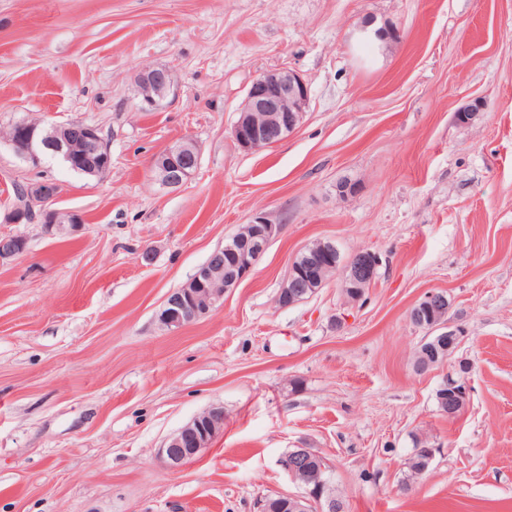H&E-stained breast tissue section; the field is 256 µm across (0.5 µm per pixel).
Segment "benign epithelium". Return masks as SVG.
Listing matches in <instances>:
<instances>
[{
	"label": "benign epithelium",
	"instance_id": "1",
	"mask_svg": "<svg viewBox=\"0 0 512 512\" xmlns=\"http://www.w3.org/2000/svg\"><path fill=\"white\" fill-rule=\"evenodd\" d=\"M138 108L152 112L163 103L172 102L178 95L173 72L166 66H146L136 77ZM310 87L300 74L289 69H272L263 72L250 84L245 99L238 109L232 127V136L238 147L251 152L279 143L288 138L302 124L310 103ZM71 123L53 126V132L42 136L36 127L25 119L13 126V133L4 143L28 166L41 165L42 157L51 150L72 161L73 148L68 132ZM85 153L97 154L105 159L111 156L106 139L94 126L83 128ZM200 161V150L192 139L175 145L157 160L156 180L171 190L182 187L196 172ZM26 209L13 208L4 215L7 224H19L28 217L48 224L59 231H71L83 224V219L74 213L60 211L47 206L59 194V185L52 183L37 192L30 186L26 190ZM281 225L271 224L262 215H255L243 225L225 245L231 259L229 274H224L220 252L210 254L207 261L180 287L172 290L165 299L158 316L160 326L167 331H176L197 321L224 304V294L247 277L279 236ZM25 251L22 239L11 233L0 234V265L9 264ZM304 264L291 262L288 276L282 284L276 304L292 306L304 300L310 279L329 271L340 280L342 294L347 302L357 303L376 278L379 256L369 249H361L347 259L335 254V244L316 241L302 250ZM448 295L434 290L412 308L411 322L426 331L424 341L414 361L415 371L425 373L448 360L461 344V334L448 328ZM468 398V388L460 377L448 375L436 392L438 412L450 419L457 417ZM224 430V406L211 404L193 419L166 437L156 455L166 468L178 470L192 460ZM314 451L310 448H290L279 459V466L295 482L299 491L263 495L256 498L255 512H269L274 501L287 503L289 512H345L342 499L327 492L329 466L318 458L315 467H310Z\"/></svg>",
	"mask_w": 512,
	"mask_h": 512
}]
</instances>
